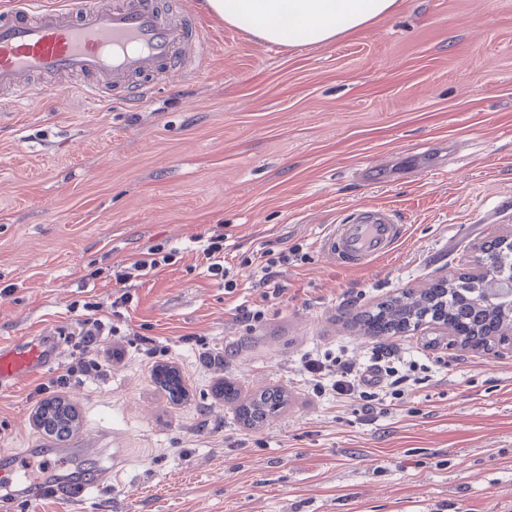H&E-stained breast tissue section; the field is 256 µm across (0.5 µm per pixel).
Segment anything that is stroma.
<instances>
[{
  "label": "stroma",
  "mask_w": 512,
  "mask_h": 512,
  "mask_svg": "<svg viewBox=\"0 0 512 512\" xmlns=\"http://www.w3.org/2000/svg\"><path fill=\"white\" fill-rule=\"evenodd\" d=\"M196 8L208 71L158 83L151 106H92L71 87L0 109V342L50 326L61 348L0 387V450L50 447L34 418L59 397L92 449L81 473L121 465L65 504L25 494L29 470L1 473L0 512H512V358L443 361L425 326L395 337L414 379L371 420L301 368L342 349L369 364L377 342L353 313L440 268L467 272L475 245L512 232V0H401L366 30L293 48ZM371 205L406 226L393 253L358 269L320 253L325 225ZM214 233L235 270L264 246L303 257L279 297L245 276L227 292L200 250ZM153 246L169 265L116 285ZM90 306L120 330L100 352L124 356L59 385ZM258 307L261 321L241 317ZM207 345L223 371L202 367ZM159 366L178 370L184 400L157 384ZM225 385L288 402L251 426Z\"/></svg>",
  "instance_id": "35a3bbf8"
}]
</instances>
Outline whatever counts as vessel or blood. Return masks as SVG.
I'll return each instance as SVG.
<instances>
[{
    "mask_svg": "<svg viewBox=\"0 0 512 512\" xmlns=\"http://www.w3.org/2000/svg\"><path fill=\"white\" fill-rule=\"evenodd\" d=\"M208 31L192 0H12L0 11V90L8 99L40 98L53 79L77 78L85 102L147 103L156 76L179 84L199 77L209 56ZM404 227L384 208H356L326 226L321 252L349 267L391 253ZM43 344L0 346V384L46 367Z\"/></svg>",
    "mask_w": 512,
    "mask_h": 512,
    "instance_id": "b4317fda",
    "label": "vessel or blood"
}]
</instances>
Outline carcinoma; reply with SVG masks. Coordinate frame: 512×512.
Returning a JSON list of instances; mask_svg holds the SVG:
<instances>
[{"mask_svg": "<svg viewBox=\"0 0 512 512\" xmlns=\"http://www.w3.org/2000/svg\"><path fill=\"white\" fill-rule=\"evenodd\" d=\"M436 309L449 321L481 339L497 335L507 329V323L494 311L480 308L479 294L460 293L452 286L432 281L427 287L409 289L385 302L377 312L356 314L365 335L376 339L396 336L401 329L422 322L427 311ZM284 395L280 390L267 389L239 408V413L251 425H258L276 415L283 407ZM42 429L55 437L64 438L73 431L75 412L60 401L49 402L39 413Z\"/></svg>", "mask_w": 512, "mask_h": 512, "instance_id": "1", "label": "carcinoma"}]
</instances>
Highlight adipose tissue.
Listing matches in <instances>:
<instances>
[{"label":"adipose tissue","mask_w":512,"mask_h":512,"mask_svg":"<svg viewBox=\"0 0 512 512\" xmlns=\"http://www.w3.org/2000/svg\"><path fill=\"white\" fill-rule=\"evenodd\" d=\"M225 23L278 46H322L392 14L398 0H205Z\"/></svg>","instance_id":"obj_1"}]
</instances>
